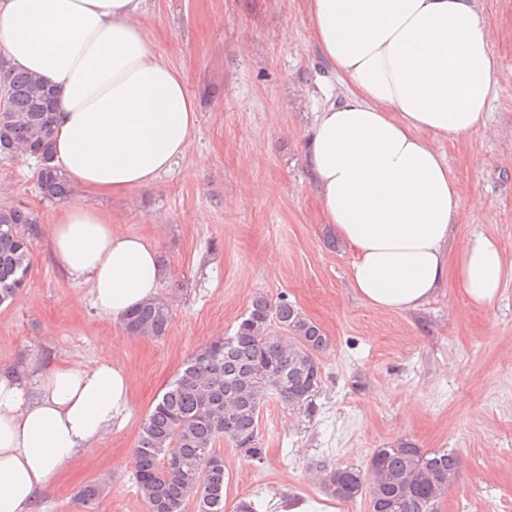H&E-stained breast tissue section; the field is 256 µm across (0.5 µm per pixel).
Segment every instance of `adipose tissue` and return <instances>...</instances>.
I'll use <instances>...</instances> for the list:
<instances>
[{
  "label": "adipose tissue",
  "instance_id": "1",
  "mask_svg": "<svg viewBox=\"0 0 512 512\" xmlns=\"http://www.w3.org/2000/svg\"><path fill=\"white\" fill-rule=\"evenodd\" d=\"M343 91L304 135L309 183L355 255L348 280L384 313L423 308L456 283L492 305L512 277L497 241L470 236L442 142L486 127L500 82L477 0H306ZM146 0H0V56L56 96L50 163L76 188L51 230L55 266L122 319L165 276L154 245L117 235L85 192L123 195L178 166L198 123L183 76L147 39ZM128 373L103 361L0 369V512H36L57 472L121 426Z\"/></svg>",
  "mask_w": 512,
  "mask_h": 512
}]
</instances>
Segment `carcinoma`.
I'll return each instance as SVG.
<instances>
[{
  "label": "carcinoma",
  "instance_id": "cac0c4a2",
  "mask_svg": "<svg viewBox=\"0 0 512 512\" xmlns=\"http://www.w3.org/2000/svg\"><path fill=\"white\" fill-rule=\"evenodd\" d=\"M9 93L12 116L0 120V160L19 149L49 153L55 128V96L27 72L0 67V90ZM43 198H66L71 186L52 168L38 173ZM37 215L27 208L0 210V306L25 287L31 267L32 227ZM169 304L156 299L121 321L129 336L160 338L169 330ZM329 338L294 304L255 296L231 336L202 348L177 374L143 420L134 450L135 478L149 512H224V440L252 463L266 448L259 434L261 405L271 395L312 416L322 388L318 355ZM460 469L448 451H425L406 440L378 448L366 471L316 466L324 491L346 502L363 496L368 512H432ZM108 484L93 482L80 492L85 503L103 496Z\"/></svg>",
  "mask_w": 512,
  "mask_h": 512
}]
</instances>
